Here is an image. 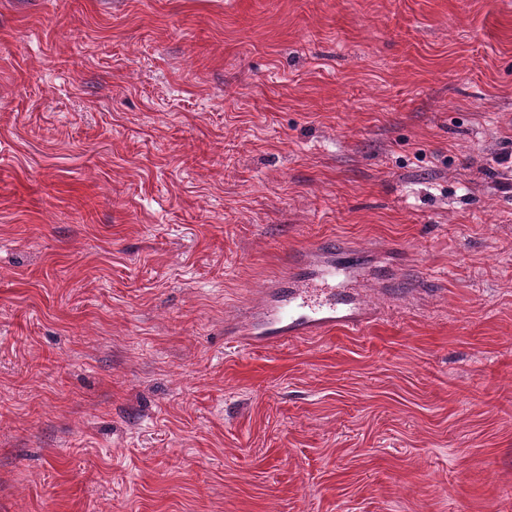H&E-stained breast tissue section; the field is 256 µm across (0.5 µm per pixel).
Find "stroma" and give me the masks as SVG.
<instances>
[{"mask_svg": "<svg viewBox=\"0 0 512 512\" xmlns=\"http://www.w3.org/2000/svg\"><path fill=\"white\" fill-rule=\"evenodd\" d=\"M0 512H512V0H0ZM373 278L362 256L335 244L300 251L284 280L265 290L257 308L260 320H247L227 333L255 342L324 334L335 329L362 331L372 321V307L359 302L353 289Z\"/></svg>", "mask_w": 512, "mask_h": 512, "instance_id": "obj_1", "label": "stroma"}]
</instances>
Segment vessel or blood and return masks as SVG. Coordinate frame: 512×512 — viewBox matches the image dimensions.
<instances>
[{
    "mask_svg": "<svg viewBox=\"0 0 512 512\" xmlns=\"http://www.w3.org/2000/svg\"><path fill=\"white\" fill-rule=\"evenodd\" d=\"M371 278L370 267L356 251L332 243L305 248L282 289L262 293L259 322H241L234 332L266 342L335 329L362 331L373 319L372 309L359 302L353 290Z\"/></svg>",
    "mask_w": 512,
    "mask_h": 512,
    "instance_id": "b4317fda",
    "label": "vessel or blood"
}]
</instances>
